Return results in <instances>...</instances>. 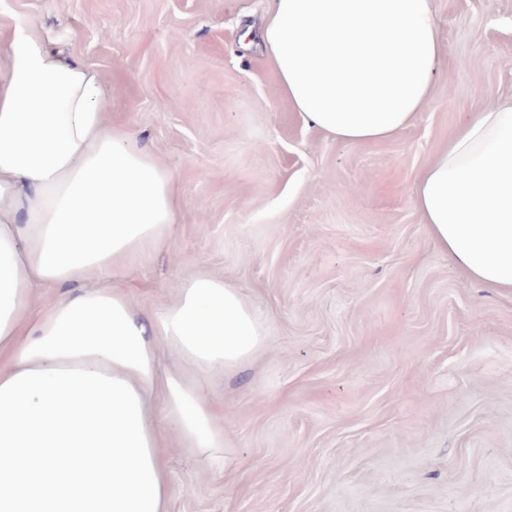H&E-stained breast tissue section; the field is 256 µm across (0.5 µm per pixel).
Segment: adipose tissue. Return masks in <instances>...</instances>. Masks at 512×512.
Returning a JSON list of instances; mask_svg holds the SVG:
<instances>
[{"instance_id": "ef3b65f1", "label": "adipose tissue", "mask_w": 512, "mask_h": 512, "mask_svg": "<svg viewBox=\"0 0 512 512\" xmlns=\"http://www.w3.org/2000/svg\"><path fill=\"white\" fill-rule=\"evenodd\" d=\"M294 108L343 142L400 134L444 63L432 0H271L261 34ZM16 26L0 54V384L25 370L84 369L128 381L168 512L167 436L205 464L224 425L207 379L249 363L267 330L222 278H186L162 311L113 285L172 242L173 173L127 127L106 122L99 72ZM413 202L471 281L512 292V104L473 113L416 177ZM42 288L57 301L33 312ZM182 363L163 369V353Z\"/></svg>"}]
</instances>
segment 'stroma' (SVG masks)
<instances>
[{
  "mask_svg": "<svg viewBox=\"0 0 512 512\" xmlns=\"http://www.w3.org/2000/svg\"><path fill=\"white\" fill-rule=\"evenodd\" d=\"M269 0H0L98 70L106 119L175 175L173 242L128 280L161 310L202 271L266 324L214 375L224 467L167 442L169 512H512V293L467 281L421 224L416 174L512 100V0H433L448 57L397 137L340 142L282 94Z\"/></svg>",
  "mask_w": 512,
  "mask_h": 512,
  "instance_id": "stroma-1",
  "label": "stroma"
}]
</instances>
